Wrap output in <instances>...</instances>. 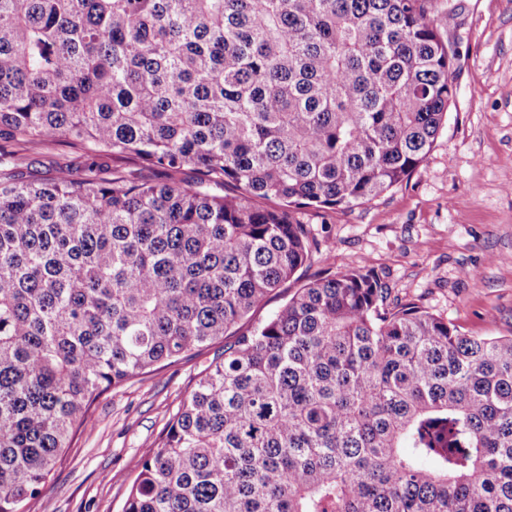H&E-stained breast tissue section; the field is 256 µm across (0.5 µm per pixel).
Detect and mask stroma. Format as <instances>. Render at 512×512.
Returning <instances> with one entry per match:
<instances>
[{
    "label": "stroma",
    "instance_id": "1",
    "mask_svg": "<svg viewBox=\"0 0 512 512\" xmlns=\"http://www.w3.org/2000/svg\"><path fill=\"white\" fill-rule=\"evenodd\" d=\"M456 53V95L426 160L381 197L341 212L306 210L312 261L256 309L274 314L323 273L367 266L390 306L413 301L472 336H512V0H435ZM61 142L0 146V168L44 181L81 168ZM224 356L215 343L96 401L87 423L27 512H122L139 460L155 448L201 372Z\"/></svg>",
    "mask_w": 512,
    "mask_h": 512
}]
</instances>
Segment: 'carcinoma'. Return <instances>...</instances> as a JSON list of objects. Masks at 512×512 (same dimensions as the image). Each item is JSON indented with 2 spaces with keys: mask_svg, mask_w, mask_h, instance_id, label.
<instances>
[{
  "mask_svg": "<svg viewBox=\"0 0 512 512\" xmlns=\"http://www.w3.org/2000/svg\"><path fill=\"white\" fill-rule=\"evenodd\" d=\"M454 60L434 0H0V140L94 157L0 170V512L103 393L226 336L123 512H512V336L390 308L366 266L237 331L310 260L301 210L423 163ZM101 162L104 165L103 168H107L110 172L112 169L116 168V165H118L117 169L122 173V175L134 181L151 180L162 177V174L158 170L146 167L136 160H127L118 164L113 163L111 159H105Z\"/></svg>",
  "mask_w": 512,
  "mask_h": 512,
  "instance_id": "obj_1",
  "label": "carcinoma"
}]
</instances>
